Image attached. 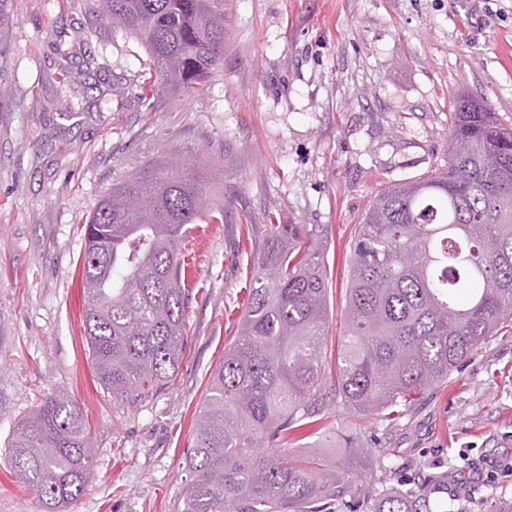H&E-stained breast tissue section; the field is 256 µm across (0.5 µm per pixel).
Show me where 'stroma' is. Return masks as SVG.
<instances>
[{"mask_svg":"<svg viewBox=\"0 0 512 512\" xmlns=\"http://www.w3.org/2000/svg\"><path fill=\"white\" fill-rule=\"evenodd\" d=\"M12 14L0 59V512H43L9 444L52 393L79 403L94 446V476L66 512H178L192 419L257 270L245 224L330 227L334 369L350 245L372 197L447 162L458 93L512 127V0H224V59L207 88L161 103L144 44L96 21L91 0H12ZM174 156L221 173L187 239L186 349L171 386L117 420L81 321L83 226L114 184ZM322 426L337 468L352 456L337 433L369 448L357 473L373 487L405 488L423 469L447 476L458 512L512 499V324L391 427L338 411Z\"/></svg>","mask_w":512,"mask_h":512,"instance_id":"35a3bbf8","label":"stroma"}]
</instances>
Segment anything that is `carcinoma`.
<instances>
[{"label": "carcinoma", "mask_w": 512, "mask_h": 512, "mask_svg": "<svg viewBox=\"0 0 512 512\" xmlns=\"http://www.w3.org/2000/svg\"><path fill=\"white\" fill-rule=\"evenodd\" d=\"M0 0V47L12 34ZM94 12L146 45L159 99L208 84L224 58V0H92ZM149 165L112 188L84 225L83 326L115 413L147 404L184 349L188 263L183 242L204 211L192 173ZM321 224H250L259 270L238 334L211 377L184 457L181 512H455L441 477L421 471L406 490L342 476L292 438L346 410L390 427L425 390L512 322V128L483 101L457 96L448 165L375 194L349 260L336 377L324 360L332 287ZM79 404L51 394L9 445L16 475L45 512L82 495L93 458Z\"/></svg>", "instance_id": "1"}]
</instances>
